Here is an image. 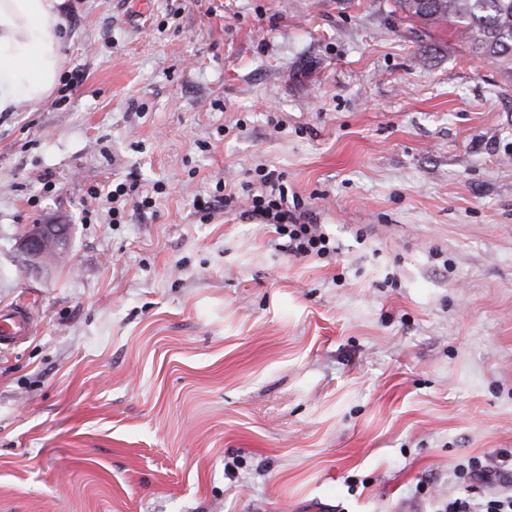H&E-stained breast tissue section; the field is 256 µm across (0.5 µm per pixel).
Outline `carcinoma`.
<instances>
[{
  "label": "carcinoma",
  "instance_id": "1",
  "mask_svg": "<svg viewBox=\"0 0 512 512\" xmlns=\"http://www.w3.org/2000/svg\"><path fill=\"white\" fill-rule=\"evenodd\" d=\"M420 37L452 25L479 60L512 74V0H391Z\"/></svg>",
  "mask_w": 512,
  "mask_h": 512
}]
</instances>
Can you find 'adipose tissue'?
I'll return each mask as SVG.
<instances>
[{"label": "adipose tissue", "instance_id": "adipose-tissue-1", "mask_svg": "<svg viewBox=\"0 0 512 512\" xmlns=\"http://www.w3.org/2000/svg\"><path fill=\"white\" fill-rule=\"evenodd\" d=\"M67 0H0V113L42 103L63 64Z\"/></svg>", "mask_w": 512, "mask_h": 512}]
</instances>
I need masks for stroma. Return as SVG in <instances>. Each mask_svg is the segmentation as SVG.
<instances>
[{
  "mask_svg": "<svg viewBox=\"0 0 512 512\" xmlns=\"http://www.w3.org/2000/svg\"><path fill=\"white\" fill-rule=\"evenodd\" d=\"M69 2L58 86L0 115V308L36 321L0 512H441L512 453V79L385 0ZM262 168L335 252L201 219ZM50 218L44 224H33L18 239V248L32 270H41L53 264L58 257L70 252V224H58ZM509 457L511 465V452L510 455L497 452L484 455L482 458H472L466 466L458 469L457 476L462 479L463 484H466L467 489L474 490L475 483L501 474L505 470L503 463Z\"/></svg>",
  "mask_w": 512,
  "mask_h": 512,
  "instance_id": "1",
  "label": "stroma"
}]
</instances>
